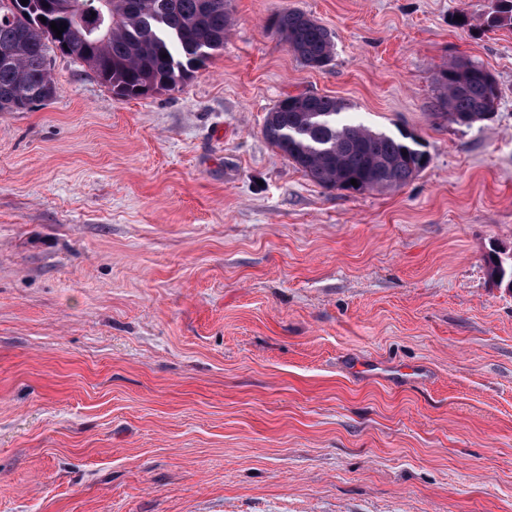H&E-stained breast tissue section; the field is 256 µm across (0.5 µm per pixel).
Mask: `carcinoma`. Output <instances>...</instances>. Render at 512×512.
Wrapping results in <instances>:
<instances>
[{"label": "carcinoma", "instance_id": "cac0c4a2", "mask_svg": "<svg viewBox=\"0 0 512 512\" xmlns=\"http://www.w3.org/2000/svg\"><path fill=\"white\" fill-rule=\"evenodd\" d=\"M102 1L109 33L91 41L72 16L89 14ZM52 22L66 25L61 37ZM487 23L511 26L512 0H495ZM270 24L303 65L318 69L332 60L335 36L305 12L282 9ZM231 26L228 0H0V112H23L57 94L48 61L51 46L85 63L114 96L138 98L189 80L224 49ZM435 82L439 115L450 123L471 126L495 110L496 84L478 65L452 60ZM346 109L327 95H287L267 113L264 136L326 189L395 191L428 166L429 155L412 135L353 122ZM486 265L490 278L512 284V264L500 260L498 251L487 256Z\"/></svg>", "mask_w": 512, "mask_h": 512}]
</instances>
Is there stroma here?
Here are the masks:
<instances>
[{"label": "stroma", "mask_w": 512, "mask_h": 512, "mask_svg": "<svg viewBox=\"0 0 512 512\" xmlns=\"http://www.w3.org/2000/svg\"><path fill=\"white\" fill-rule=\"evenodd\" d=\"M494 0H229L184 85L0 112V512H512V28ZM284 8L336 37L302 65ZM466 25H458L457 17ZM484 67L496 111L436 115ZM414 136L397 191L324 189L265 138L285 95ZM421 366L365 380L356 362ZM435 82L439 92L438 114L449 123L471 126L485 120L495 110L496 84L478 65L452 60L439 70Z\"/></svg>", "instance_id": "stroma-1"}]
</instances>
